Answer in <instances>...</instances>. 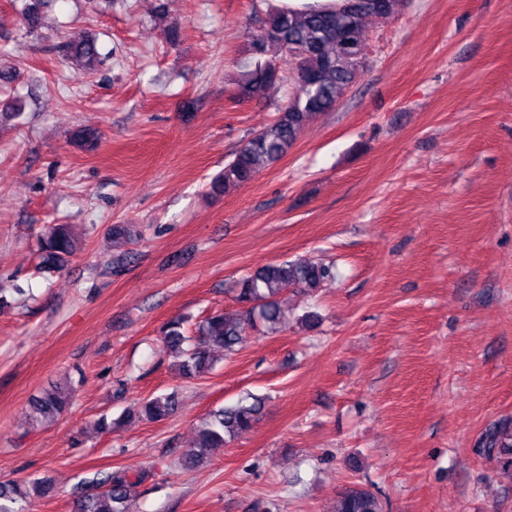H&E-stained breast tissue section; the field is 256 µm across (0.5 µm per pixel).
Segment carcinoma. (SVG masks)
<instances>
[{
	"label": "carcinoma",
	"instance_id": "carcinoma-1",
	"mask_svg": "<svg viewBox=\"0 0 512 512\" xmlns=\"http://www.w3.org/2000/svg\"><path fill=\"white\" fill-rule=\"evenodd\" d=\"M51 0H24L19 20L25 33L41 28L45 9ZM402 0H345L336 8L296 12L270 4L259 29L250 36V62L238 82V93L260 99L275 85L288 80L294 91L277 108L276 119L253 133L224 163V170L211 181L220 192L251 182L260 167L278 162L296 143L318 114L330 112L355 83L364 67L365 38L363 21L371 16L391 17ZM75 72L89 74L100 64L96 37L63 45ZM288 65L283 70L282 65ZM98 141L95 130H77L71 144L91 151ZM133 224H114L112 246L127 245L136 236ZM79 251L69 225L52 224L41 236L39 252L45 269H57ZM336 277L334 266L311 259H297L262 265L236 284V299L242 309L234 313H215L200 321L195 335L187 336L180 319L169 322L163 331L165 349L178 359L179 370L192 377L208 370L216 347L233 352L241 342L245 326L258 320L272 333L287 324L282 297L289 289L308 293ZM70 396L61 389L46 391L32 399L30 418L49 423L69 407ZM176 394L150 396L132 407L148 420H160L175 407ZM263 401L247 395L236 404L208 413L197 428L196 439L183 457V465L194 467L207 459L212 448H219L248 432ZM480 451L505 468L512 467V418L489 424L478 443ZM141 477L127 471L108 472L87 482L76 500V512H129V502ZM20 490L14 483L0 484V512H24L19 505ZM334 512H383L377 496L368 490L352 488L336 500Z\"/></svg>",
	"mask_w": 512,
	"mask_h": 512
}]
</instances>
